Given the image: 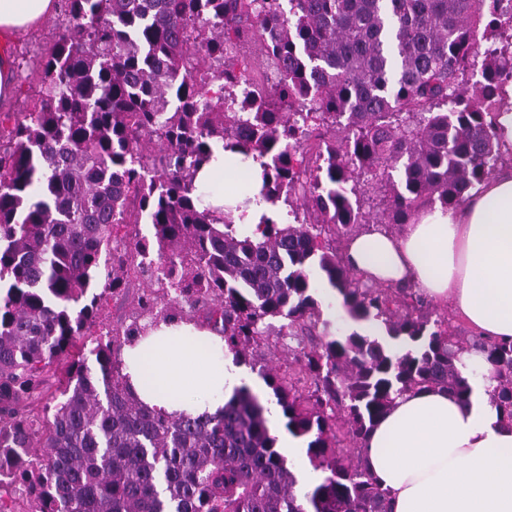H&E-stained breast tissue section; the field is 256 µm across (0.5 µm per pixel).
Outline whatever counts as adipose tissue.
Returning a JSON list of instances; mask_svg holds the SVG:
<instances>
[{
	"label": "adipose tissue",
	"instance_id": "obj_1",
	"mask_svg": "<svg viewBox=\"0 0 512 512\" xmlns=\"http://www.w3.org/2000/svg\"><path fill=\"white\" fill-rule=\"evenodd\" d=\"M57 9L58 0H0V39ZM345 255L374 283L412 285L477 335L512 341V165L461 206L420 211L399 235L353 236ZM121 358L133 397L150 409L212 415L250 382L223 338L192 320L156 322L130 337ZM365 458L392 512H512V428L499 423L484 385L465 398L404 394L369 434Z\"/></svg>",
	"mask_w": 512,
	"mask_h": 512
}]
</instances>
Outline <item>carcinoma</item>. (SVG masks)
Returning <instances> with one entry per match:
<instances>
[{
    "mask_svg": "<svg viewBox=\"0 0 512 512\" xmlns=\"http://www.w3.org/2000/svg\"><path fill=\"white\" fill-rule=\"evenodd\" d=\"M62 2L38 97L0 119V512H388L363 444L399 396L464 398L478 380L512 426V342L453 334L416 289L362 282L334 246L456 206L512 160L497 135L512 0ZM217 144L262 161L245 203L294 222L265 217L253 238L214 214L195 175ZM315 268L378 334L329 331ZM133 277L148 284L131 324L93 335ZM186 311L307 440L309 490L248 387L201 416L131 395L123 346ZM262 348L288 370L258 364ZM471 348L488 369L465 377Z\"/></svg>",
    "mask_w": 512,
    "mask_h": 512,
    "instance_id": "obj_1",
    "label": "carcinoma"
}]
</instances>
